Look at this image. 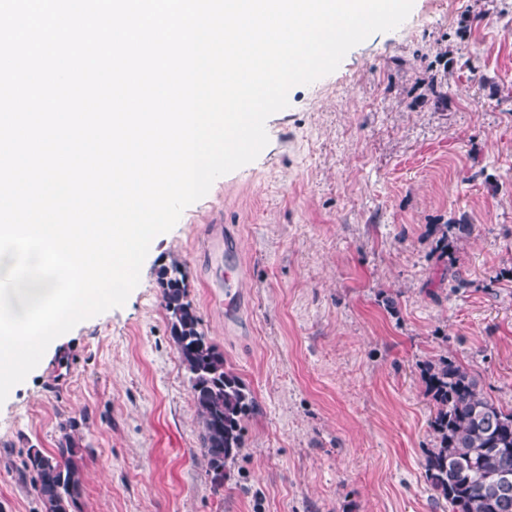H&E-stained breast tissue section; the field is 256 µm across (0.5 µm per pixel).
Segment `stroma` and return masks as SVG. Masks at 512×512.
Segmentation results:
<instances>
[{"label":"stroma","mask_w":512,"mask_h":512,"mask_svg":"<svg viewBox=\"0 0 512 512\" xmlns=\"http://www.w3.org/2000/svg\"><path fill=\"white\" fill-rule=\"evenodd\" d=\"M288 98L259 157L152 242L125 305L52 342L0 404V512H41L15 467L68 418L92 450L80 512H449L423 477L421 363L447 356L512 408V0H414ZM458 223L442 258L434 229ZM174 255L257 401L220 487L161 306Z\"/></svg>","instance_id":"1"}]
</instances>
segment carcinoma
Returning <instances> with one entry per match:
<instances>
[{
    "label": "carcinoma",
    "instance_id": "carcinoma-1",
    "mask_svg": "<svg viewBox=\"0 0 512 512\" xmlns=\"http://www.w3.org/2000/svg\"><path fill=\"white\" fill-rule=\"evenodd\" d=\"M171 340L189 376L200 431L201 455L212 481L224 484V468L243 448L242 421L256 406L251 389L224 369V354L201 328L188 297L183 263L176 257L158 274ZM433 413L434 445L425 450L424 478L453 512H512V408L485 397L467 369L440 357L422 365ZM50 452L29 448L20 476L44 512H75L83 492L82 448L69 429Z\"/></svg>",
    "mask_w": 512,
    "mask_h": 512
}]
</instances>
